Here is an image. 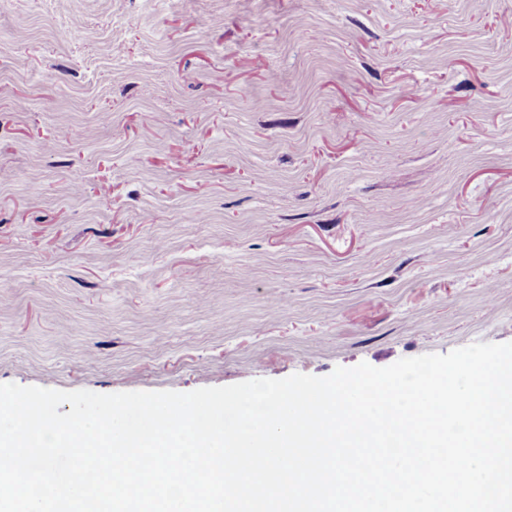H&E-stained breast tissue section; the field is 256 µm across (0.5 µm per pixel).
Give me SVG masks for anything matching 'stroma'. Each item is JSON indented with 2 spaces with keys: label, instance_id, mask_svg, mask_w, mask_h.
<instances>
[{
  "label": "stroma",
  "instance_id": "stroma-1",
  "mask_svg": "<svg viewBox=\"0 0 512 512\" xmlns=\"http://www.w3.org/2000/svg\"><path fill=\"white\" fill-rule=\"evenodd\" d=\"M477 341L512 342V0H0V383Z\"/></svg>",
  "mask_w": 512,
  "mask_h": 512
}]
</instances>
